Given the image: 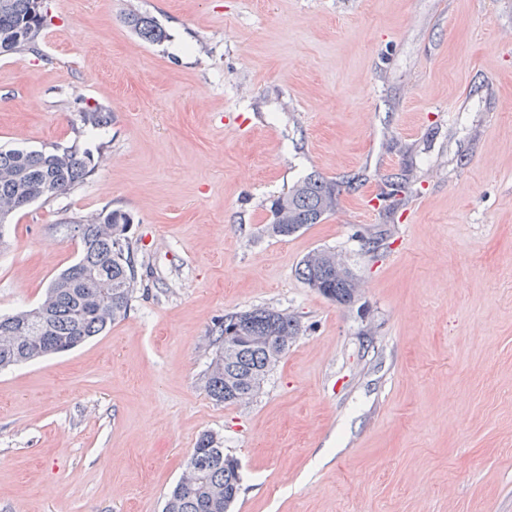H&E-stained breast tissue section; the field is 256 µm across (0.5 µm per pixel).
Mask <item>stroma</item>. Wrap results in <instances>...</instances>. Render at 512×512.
Returning <instances> with one entry per match:
<instances>
[{
	"label": "stroma",
	"mask_w": 512,
	"mask_h": 512,
	"mask_svg": "<svg viewBox=\"0 0 512 512\" xmlns=\"http://www.w3.org/2000/svg\"><path fill=\"white\" fill-rule=\"evenodd\" d=\"M47 7L39 53L0 56V146L100 163L8 226L0 313L76 260L55 224L104 209L133 219L142 286L101 335L0 371V512H163L207 432L239 462L230 512H512V0ZM96 106L111 124L82 128ZM312 172L360 182L266 233ZM318 249L354 305L298 277ZM256 307L299 334L252 400L215 402L211 328ZM127 24L143 39L148 42H160L166 35L157 22L142 14H129ZM298 276L309 287L342 307L353 305L359 297L357 278L334 251L309 253L299 263Z\"/></svg>",
	"instance_id": "1"
}]
</instances>
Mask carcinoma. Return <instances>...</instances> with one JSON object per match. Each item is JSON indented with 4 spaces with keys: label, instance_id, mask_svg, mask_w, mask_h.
Here are the masks:
<instances>
[{
    "label": "carcinoma",
    "instance_id": "carcinoma-1",
    "mask_svg": "<svg viewBox=\"0 0 512 512\" xmlns=\"http://www.w3.org/2000/svg\"><path fill=\"white\" fill-rule=\"evenodd\" d=\"M127 24L148 42L165 32L142 14ZM48 24L44 0H0V56L37 53ZM85 126L112 121L111 113L95 107L81 113ZM96 168L77 143L49 149L0 147V225L9 224L32 203L49 201L90 178ZM340 182L311 173L273 203L266 232L290 237L335 211ZM131 217L121 210H102L53 225L78 246V260L60 271L41 303L30 310L0 314V371L72 350L127 316L138 285ZM298 276L310 288L342 307L359 297L357 278L334 251L318 250L299 263ZM212 333L218 348L206 373L209 396L218 403L245 401L280 361L299 334L286 312L270 308L227 314ZM239 464L224 453L218 438L202 435L186 471L170 491L165 512H229L240 492Z\"/></svg>",
    "mask_w": 512,
    "mask_h": 512
}]
</instances>
